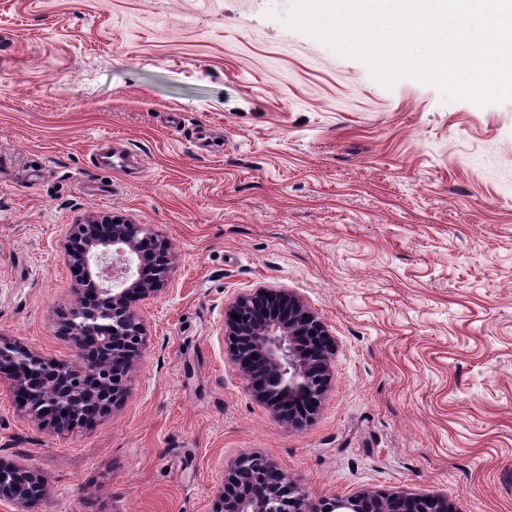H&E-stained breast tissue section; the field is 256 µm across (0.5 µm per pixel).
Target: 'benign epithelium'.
<instances>
[{
  "instance_id": "1",
  "label": "benign epithelium",
  "mask_w": 512,
  "mask_h": 512,
  "mask_svg": "<svg viewBox=\"0 0 512 512\" xmlns=\"http://www.w3.org/2000/svg\"><path fill=\"white\" fill-rule=\"evenodd\" d=\"M67 255L81 303L62 314L76 359L44 358L0 336V377L13 383L20 407L59 430L87 421L94 407L120 402L126 377L145 345L134 304L160 291L173 255L151 234L109 215L73 225ZM237 314L240 320L232 318ZM224 340L253 396L275 419L300 428L311 422L331 379L336 345L317 313L286 292L239 296L227 312ZM269 459L240 458L224 472L214 512H457L448 497L431 493L361 491L346 498H311ZM44 492L32 467L0 464V501L31 512Z\"/></svg>"
}]
</instances>
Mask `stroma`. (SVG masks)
I'll return each instance as SVG.
<instances>
[{"instance_id":"obj_1","label":"stroma","mask_w":512,"mask_h":512,"mask_svg":"<svg viewBox=\"0 0 512 512\" xmlns=\"http://www.w3.org/2000/svg\"><path fill=\"white\" fill-rule=\"evenodd\" d=\"M290 2L0 0V336L74 359L58 323L87 214L175 256L135 306L146 342L110 413L60 431L0 379V463L38 469L36 512H213L244 454L314 498L512 512V102L384 88L268 17ZM105 137L146 176L96 164ZM261 288L302 298L336 341L301 428L224 341L229 306Z\"/></svg>"}]
</instances>
